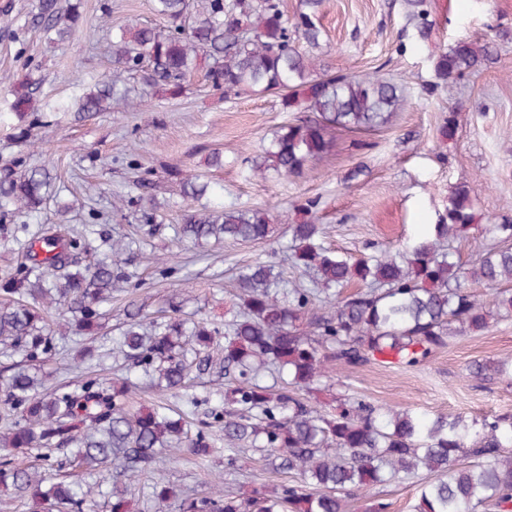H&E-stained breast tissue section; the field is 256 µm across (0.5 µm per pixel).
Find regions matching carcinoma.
<instances>
[{"label": "carcinoma", "instance_id": "obj_1", "mask_svg": "<svg viewBox=\"0 0 512 512\" xmlns=\"http://www.w3.org/2000/svg\"><path fill=\"white\" fill-rule=\"evenodd\" d=\"M322 0H301L291 23L280 0H154L164 27L128 26L112 38V76L89 84L76 80L71 105L35 107L41 80L13 83L0 96V124L13 119L45 125L46 113L105 112L126 81L143 71L170 97L181 96L200 67L224 94L273 92L286 112L307 116L285 123L259 154L245 159L254 177L288 179L328 157L336 131L377 130L407 102V88L377 71L332 73L325 64L319 23ZM408 20L420 39L432 40L436 22L426 0H406ZM79 3L40 0L30 24L52 42L70 39ZM489 46L459 39L431 58L435 86L446 85L479 66ZM182 198L197 202L213 193L197 175L180 177ZM56 178L51 169L21 151L0 167V221L36 218L47 210ZM151 171L136 181L141 190L134 219L140 234L117 239L95 235L87 225L62 231L70 206L57 202L54 223L22 222L11 238L23 252L15 267L0 271V344L32 361L50 358L52 332L40 311L54 308L77 335L102 328L103 306L124 290L131 273L124 255L163 228ZM318 202L302 207L308 218L289 225L287 247L300 275L314 274L313 287L284 280L275 266L257 260L237 277V310L219 328L183 317L174 308L163 322L145 323L126 311L116 342L133 367L152 371L161 390L178 393L192 371L213 367L210 349L224 337V402L208 409V420L188 438L182 418L157 410L131 411L133 383L88 378L42 391L38 373L15 368L0 374V404L18 414L0 431V485L37 507L86 512L103 500L108 512H125L135 489L119 478L159 469L163 455L190 439L191 453L205 461L216 441L244 444L272 456L293 482L250 497L226 490L181 500L182 512H346L348 498L377 485L419 476L418 512H512V420L383 409L356 396L327 411L315 393L327 387L330 369H353L372 361L415 366L462 336L479 335L512 319V224L475 223L472 188L457 183L434 232L400 241L395 249L358 257L324 247V228L310 218ZM274 216L264 208L205 204L176 228L186 242L226 240L263 244L274 235ZM491 234L497 243L471 265L455 259L450 241ZM493 290L492 299L472 295L471 285ZM355 285L349 295L344 289ZM274 369L283 385H263L260 371ZM474 377L512 375L510 361H475ZM41 451L48 461L65 451L60 465L76 471L57 481L37 464L20 466L15 456Z\"/></svg>", "mask_w": 512, "mask_h": 512}]
</instances>
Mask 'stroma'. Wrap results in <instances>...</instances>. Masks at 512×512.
I'll use <instances>...</instances> for the list:
<instances>
[{"mask_svg":"<svg viewBox=\"0 0 512 512\" xmlns=\"http://www.w3.org/2000/svg\"><path fill=\"white\" fill-rule=\"evenodd\" d=\"M39 0H0V74L23 80L41 78L39 101L64 99L76 76L103 78L113 64L108 42L112 31L133 23L156 26L160 20L152 0H81L82 18L74 38L50 43L28 21ZM438 24L434 44L420 41L409 24L405 0H324L322 26L325 60L333 71H381L403 82L410 102L381 129L340 131L332 156L307 166L288 179L246 177L243 159L256 152L273 131L295 120L283 111L274 93L227 95L212 89L196 74L186 92L166 98L148 87L142 73L129 75L127 85L139 103L127 111L124 102L110 110L53 117L49 127L32 129L30 150L54 168L63 199L80 204L95 194L104 213L99 230L127 233L131 219L112 212L115 195L134 196L135 174L129 162L151 170L154 193L165 206L161 234L146 241L133 263L129 292L115 294L112 313L95 338L98 354L80 357L82 339L62 323H53L57 355L49 362L46 387L87 376H132L138 385V408L180 409L192 427L205 420L206 407L222 403L224 380L215 374L191 375L185 390L173 397L150 387L141 369L127 370L109 355L112 339L128 302L141 306L148 319L164 315L172 297L185 299L186 312H200L215 324L234 308L235 274L256 259L274 262L285 279L294 274L287 260L290 221L299 219V205L318 200L316 223L325 227L326 246L360 254L366 246L385 248L437 223L448 206L450 186L465 181L475 196L482 224H512V0H430ZM107 26H100L102 11ZM490 43L491 62L457 82L435 86L430 54L433 46L458 39ZM455 112L457 134L442 141L439 127ZM224 155V165L205 166L211 151ZM105 166L91 163V154ZM205 175L224 203L240 208L264 207L277 216L273 244L224 242L193 246L175 234L186 210L170 176ZM512 359V320L487 332L458 338L436 351L424 364L389 367L370 364L356 371L332 373V391L354 395L376 406L409 409L431 416L490 415L512 418V377L475 378L468 367L476 360ZM169 486V512H179L189 492L227 487L244 491L271 489L288 483L290 474L272 469L264 454L232 453L220 448L207 463H197L188 448L175 449L164 465Z\"/></svg>","mask_w":512,"mask_h":512,"instance_id":"obj_1","label":"stroma"}]
</instances>
